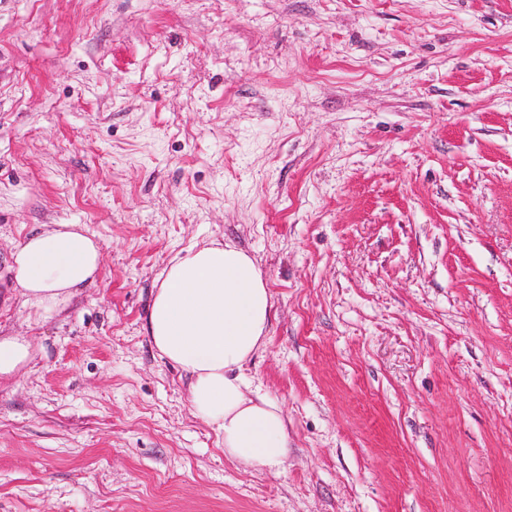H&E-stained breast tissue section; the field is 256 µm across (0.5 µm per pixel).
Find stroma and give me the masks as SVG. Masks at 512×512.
I'll return each instance as SVG.
<instances>
[{
  "instance_id": "stroma-1",
  "label": "stroma",
  "mask_w": 512,
  "mask_h": 512,
  "mask_svg": "<svg viewBox=\"0 0 512 512\" xmlns=\"http://www.w3.org/2000/svg\"><path fill=\"white\" fill-rule=\"evenodd\" d=\"M102 276L29 320L12 252ZM233 242L274 297L238 468L145 310ZM0 512H512V0H0ZM15 247L14 288L39 320L65 310L101 273V245L81 224H41ZM31 360L28 340L21 336H0V377L13 375Z\"/></svg>"
}]
</instances>
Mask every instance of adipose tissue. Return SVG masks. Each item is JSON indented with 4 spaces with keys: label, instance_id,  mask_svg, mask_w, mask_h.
<instances>
[{
    "label": "adipose tissue",
    "instance_id": "obj_1",
    "mask_svg": "<svg viewBox=\"0 0 512 512\" xmlns=\"http://www.w3.org/2000/svg\"><path fill=\"white\" fill-rule=\"evenodd\" d=\"M101 245L80 224H46L15 247L14 290L37 319L65 310L101 273ZM147 308V335L188 380L195 417L245 466L279 467L288 452L281 406L247 392L244 368L264 345L274 303L255 260L212 241L177 252Z\"/></svg>",
    "mask_w": 512,
    "mask_h": 512
}]
</instances>
